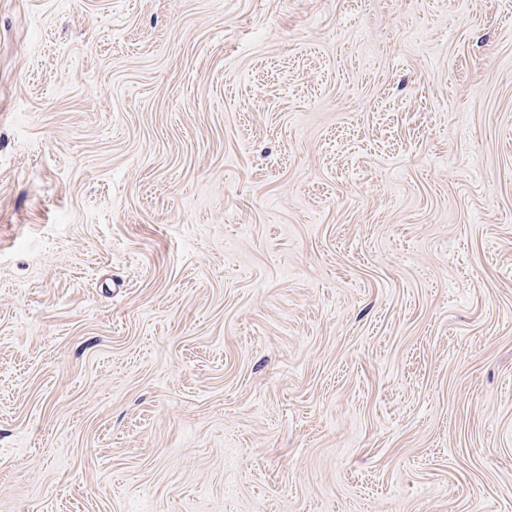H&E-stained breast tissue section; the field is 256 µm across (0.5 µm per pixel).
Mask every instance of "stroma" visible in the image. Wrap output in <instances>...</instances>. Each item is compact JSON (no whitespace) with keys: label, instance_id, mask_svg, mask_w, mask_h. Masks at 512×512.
<instances>
[{"label":"stroma","instance_id":"35a3bbf8","mask_svg":"<svg viewBox=\"0 0 512 512\" xmlns=\"http://www.w3.org/2000/svg\"><path fill=\"white\" fill-rule=\"evenodd\" d=\"M0 512H512V0H0Z\"/></svg>","mask_w":512,"mask_h":512}]
</instances>
